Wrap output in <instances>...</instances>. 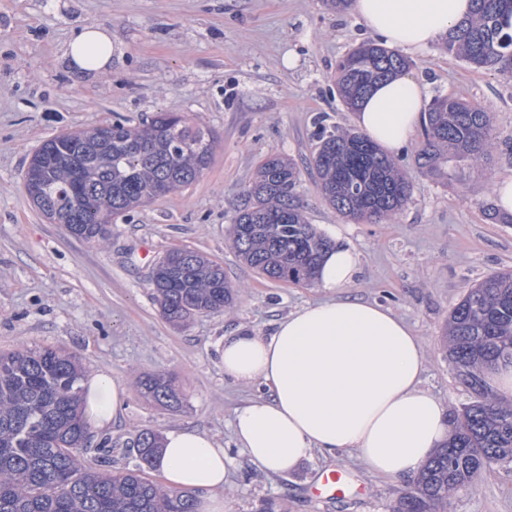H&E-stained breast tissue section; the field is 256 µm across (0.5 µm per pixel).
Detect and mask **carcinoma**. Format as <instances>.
Returning a JSON list of instances; mask_svg holds the SVG:
<instances>
[{"label": "carcinoma", "mask_w": 512, "mask_h": 512, "mask_svg": "<svg viewBox=\"0 0 512 512\" xmlns=\"http://www.w3.org/2000/svg\"><path fill=\"white\" fill-rule=\"evenodd\" d=\"M448 52L470 65L512 70V0H474L473 15L449 30ZM409 68L401 54L378 43L360 45L336 65L339 96L350 110L372 88ZM425 113L419 168L439 171L448 156L479 158L493 133V115L461 99L434 98ZM214 141L175 112H158L136 127L112 126L63 133L44 141L32 159L45 195L42 211L79 239H106L112 219L195 182L212 160ZM310 164L325 200L339 213L378 223L410 200L404 173L365 135L320 127ZM86 175L73 179L74 168ZM294 163L269 156L244 193L232 228L238 256L259 274L284 283L314 279L331 242L309 224L295 195ZM161 313L180 323L194 314H218L233 298L224 268L194 250L173 248L153 267ZM450 352L473 401L454 414L448 445L420 470L413 488L389 512H448L449 499L494 465L512 463V403L496 398L483 371L512 363V271L485 277L460 300L448 320ZM84 369L75 356L49 346L0 354V512H196L190 491L166 489L147 477L160 435L145 429L126 442L133 467L99 469L81 463L77 448L91 443L82 402ZM141 393L165 407L182 398L164 374L140 382Z\"/></svg>", "instance_id": "obj_1"}]
</instances>
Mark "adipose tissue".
Listing matches in <instances>:
<instances>
[{
  "label": "adipose tissue",
  "mask_w": 512,
  "mask_h": 512,
  "mask_svg": "<svg viewBox=\"0 0 512 512\" xmlns=\"http://www.w3.org/2000/svg\"><path fill=\"white\" fill-rule=\"evenodd\" d=\"M473 9L472 0H353L351 5L385 46L409 53L427 51ZM65 56L77 75L107 71L112 36L84 26ZM427 88L409 76L378 84L354 121L373 143L395 152L419 125L428 106ZM356 271L352 250L330 249L316 275L328 298L290 313L272 335L242 329L224 339L225 377L267 389L238 408L231 422L242 454L266 472L289 473L314 452L349 449L371 474L407 478L448 441V408L422 386V340L390 309L341 296ZM125 396V388L105 373L83 384L84 407L101 428L115 418ZM232 466L224 448L187 427L166 432L156 459L170 487L201 492L198 512H224L215 492L228 483Z\"/></svg>",
  "instance_id": "1"
}]
</instances>
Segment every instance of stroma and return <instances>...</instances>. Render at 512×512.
Returning a JSON list of instances; mask_svg holds the SVG:
<instances>
[{
  "label": "stroma",
  "mask_w": 512,
  "mask_h": 512,
  "mask_svg": "<svg viewBox=\"0 0 512 512\" xmlns=\"http://www.w3.org/2000/svg\"><path fill=\"white\" fill-rule=\"evenodd\" d=\"M112 34V68L73 74L64 52L84 25ZM353 13L323 0H0V351L49 345L81 360L86 373L119 381L127 396L110 426L93 428L118 446L112 469L133 466L126 441L139 431L190 427L214 436L235 458L221 492L224 512H387L410 479H380L350 453L315 454L296 471L269 475L240 457L228 422L263 385L224 376L225 337L246 329L270 334L294 309L325 297L316 283L261 276L229 237L235 209L260 162L292 158L310 224L338 229L358 275L347 296L404 318L427 352L423 385L461 409L472 396L448 356L453 307L491 273L512 270V215L501 212L494 183L512 176V74L475 68L443 43L413 55L409 74L430 96L479 104L494 117L484 157L450 161L445 173L419 172L413 134L395 162L412 184L410 203L378 224L341 216L322 198L306 163L317 124L350 130L340 102L338 61L371 40ZM156 112H180L212 132V162L192 185L113 220L106 242H87L46 219L29 200L23 175L43 141L63 132L135 125ZM188 247L220 263L235 287L223 313L184 324L165 320L149 280L154 263ZM166 373L184 394L177 409L143 400L142 377ZM346 491L322 490L327 472ZM448 512H512V465L493 466Z\"/></svg>",
  "instance_id": "stroma-1"
}]
</instances>
